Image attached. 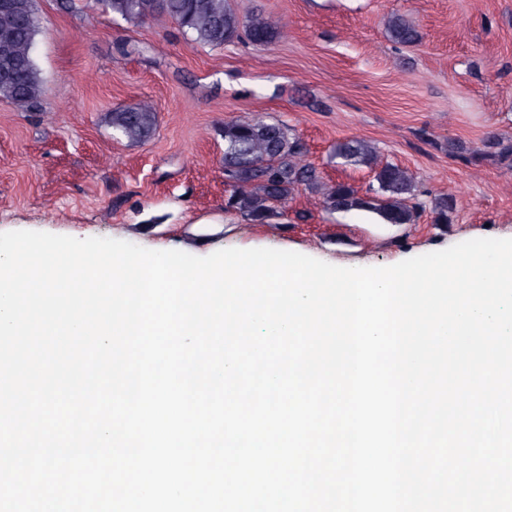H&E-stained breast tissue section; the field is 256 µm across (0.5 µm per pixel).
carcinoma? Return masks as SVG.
Wrapping results in <instances>:
<instances>
[{
  "mask_svg": "<svg viewBox=\"0 0 512 512\" xmlns=\"http://www.w3.org/2000/svg\"><path fill=\"white\" fill-rule=\"evenodd\" d=\"M103 11L130 22L155 16L150 0H95ZM167 16L178 23L194 44L221 48L244 38L255 46L274 42L278 28L257 11L242 21L228 0H167ZM392 40L402 46L420 41L418 30L401 16L389 24ZM40 24L35 0H0V98L25 110H34L43 100V81L31 55ZM112 129L131 142L151 138L157 114L148 104L120 106L109 113ZM224 176L230 193L225 209L251 224H268L282 215L277 205L304 190L323 192L329 211L362 210L377 214L385 223L415 224L425 212L422 191L414 177L397 164H378L373 147L359 139L336 143L334 155L345 164L362 165L374 173L377 188L361 194L350 183L338 181L322 189L315 166L303 162L307 149L287 125L261 117L224 122ZM482 155L512 159V141L492 138L484 143ZM456 202L449 195L434 198L431 223L450 224Z\"/></svg>",
  "mask_w": 512,
  "mask_h": 512,
  "instance_id": "cac0c4a2",
  "label": "carcinoma"
}]
</instances>
